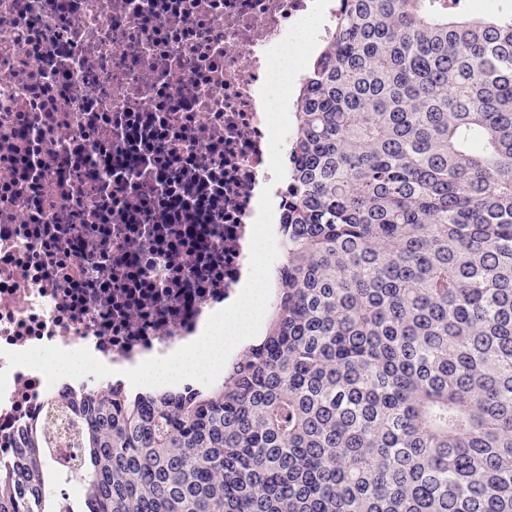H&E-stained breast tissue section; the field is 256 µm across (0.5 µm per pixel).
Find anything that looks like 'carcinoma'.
I'll use <instances>...</instances> for the list:
<instances>
[{"label":"carcinoma","instance_id":"cac0c4a2","mask_svg":"<svg viewBox=\"0 0 512 512\" xmlns=\"http://www.w3.org/2000/svg\"><path fill=\"white\" fill-rule=\"evenodd\" d=\"M339 0L302 79L264 337L222 384L78 401L0 512H512V7Z\"/></svg>","mask_w":512,"mask_h":512}]
</instances>
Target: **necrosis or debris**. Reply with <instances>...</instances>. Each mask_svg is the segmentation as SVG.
<instances>
[{"label": "necrosis or debris", "instance_id": "4bbe7bcc", "mask_svg": "<svg viewBox=\"0 0 512 512\" xmlns=\"http://www.w3.org/2000/svg\"><path fill=\"white\" fill-rule=\"evenodd\" d=\"M313 0H0V349L165 354L237 290L269 133L266 51ZM0 458L37 418L80 452L68 400L8 368Z\"/></svg>", "mask_w": 512, "mask_h": 512}]
</instances>
